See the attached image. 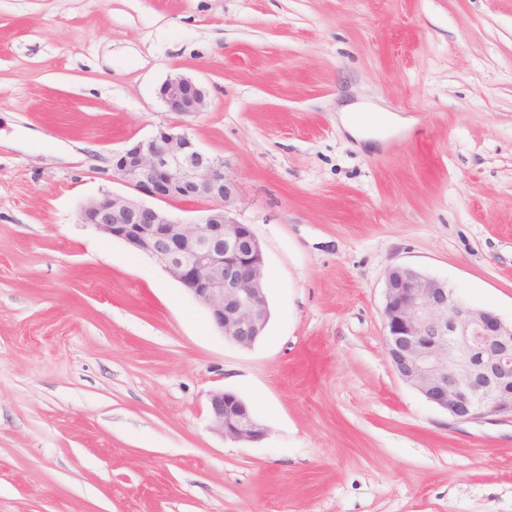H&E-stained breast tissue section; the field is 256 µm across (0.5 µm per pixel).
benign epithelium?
Returning <instances> with one entry per match:
<instances>
[{
	"mask_svg": "<svg viewBox=\"0 0 512 512\" xmlns=\"http://www.w3.org/2000/svg\"><path fill=\"white\" fill-rule=\"evenodd\" d=\"M168 109L203 111L208 93L175 75L161 87ZM112 177L155 200L203 201L191 220L134 196L105 193L83 202L82 223L158 264L207 311L213 327L242 348L263 335L270 312L261 244L231 213L234 180L224 161L203 152L185 132L161 127L112 153ZM386 354L394 372L458 422L512 417V321L464 302L448 283L397 265L385 278ZM212 429L238 443L264 439L267 429L236 393L209 394Z\"/></svg>",
	"mask_w": 512,
	"mask_h": 512,
	"instance_id": "7a95c632",
	"label": "benign epithelium"
}]
</instances>
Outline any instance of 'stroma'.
Wrapping results in <instances>:
<instances>
[{"instance_id":"1","label":"stroma","mask_w":512,"mask_h":512,"mask_svg":"<svg viewBox=\"0 0 512 512\" xmlns=\"http://www.w3.org/2000/svg\"><path fill=\"white\" fill-rule=\"evenodd\" d=\"M161 126L261 243L252 348L78 220ZM396 265L512 320V0H0V512H512V419L390 365ZM222 388L262 442L212 430ZM160 94L168 109L179 114L202 112L208 105L206 89L183 75L168 78Z\"/></svg>"}]
</instances>
